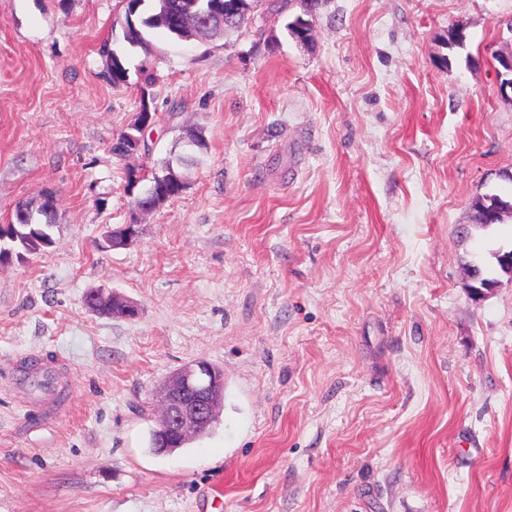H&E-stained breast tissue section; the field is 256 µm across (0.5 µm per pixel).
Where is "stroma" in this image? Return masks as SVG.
Wrapping results in <instances>:
<instances>
[{
  "instance_id": "1",
  "label": "stroma",
  "mask_w": 512,
  "mask_h": 512,
  "mask_svg": "<svg viewBox=\"0 0 512 512\" xmlns=\"http://www.w3.org/2000/svg\"><path fill=\"white\" fill-rule=\"evenodd\" d=\"M123 22L0 0V224L57 204L54 246L0 264V512H512V276L477 298L466 271L512 249V218L470 209L512 190V0H322L306 46L268 11L146 50ZM144 102L143 146L112 155ZM174 153L182 193L134 212ZM97 288L137 317L92 312ZM20 358L61 366L39 424ZM201 358L216 421L155 453V391ZM99 51L109 61V76L112 85L123 86L128 84L129 71L125 66L124 58L116 49L110 48L108 42H104ZM112 62L116 67H112ZM493 55L498 63L494 67L497 92L501 97L512 99V52H494ZM485 198H491V199H493V202L496 201L499 205V208L496 213V218L493 221H490L491 218L484 211V208L480 203V200L485 199ZM471 210H472V225L487 226V225H491V224H499L503 221L504 214L509 211H512V203L503 201L501 198H499L496 195L482 196V197H478L477 199H475V201L472 204Z\"/></svg>"
}]
</instances>
